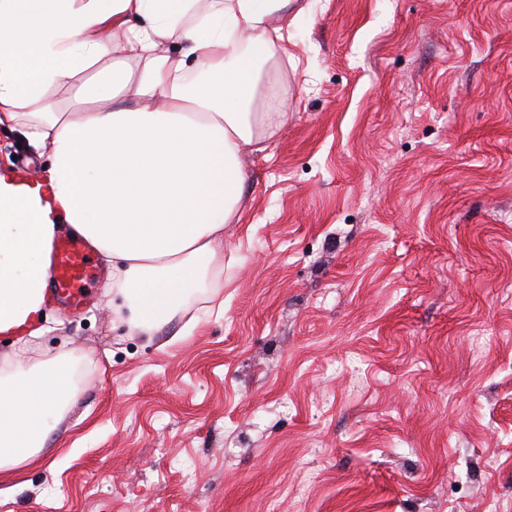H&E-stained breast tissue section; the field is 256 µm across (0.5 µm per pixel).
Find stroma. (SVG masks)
Listing matches in <instances>:
<instances>
[{"instance_id": "stroma-1", "label": "stroma", "mask_w": 512, "mask_h": 512, "mask_svg": "<svg viewBox=\"0 0 512 512\" xmlns=\"http://www.w3.org/2000/svg\"><path fill=\"white\" fill-rule=\"evenodd\" d=\"M208 289L56 306L75 402L0 512H512V0H297ZM0 127V168L42 164Z\"/></svg>"}]
</instances>
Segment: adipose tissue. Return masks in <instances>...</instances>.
I'll return each mask as SVG.
<instances>
[{
    "label": "adipose tissue",
    "mask_w": 512,
    "mask_h": 512,
    "mask_svg": "<svg viewBox=\"0 0 512 512\" xmlns=\"http://www.w3.org/2000/svg\"><path fill=\"white\" fill-rule=\"evenodd\" d=\"M294 0H0V126L47 151L40 177L0 171V334L50 332L61 227L103 258V298L149 334L224 259L243 201L240 157L287 115L260 69L287 56ZM71 93L76 111L50 96ZM71 351L0 369V473L44 449L75 398Z\"/></svg>",
    "instance_id": "1"
}]
</instances>
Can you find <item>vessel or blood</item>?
<instances>
[{
  "label": "vessel or blood",
  "mask_w": 512,
  "mask_h": 512,
  "mask_svg": "<svg viewBox=\"0 0 512 512\" xmlns=\"http://www.w3.org/2000/svg\"><path fill=\"white\" fill-rule=\"evenodd\" d=\"M93 268L90 247L82 237L67 236L54 242L51 274L55 294L68 297L73 304H81L84 289L93 278Z\"/></svg>",
  "instance_id": "1"
}]
</instances>
